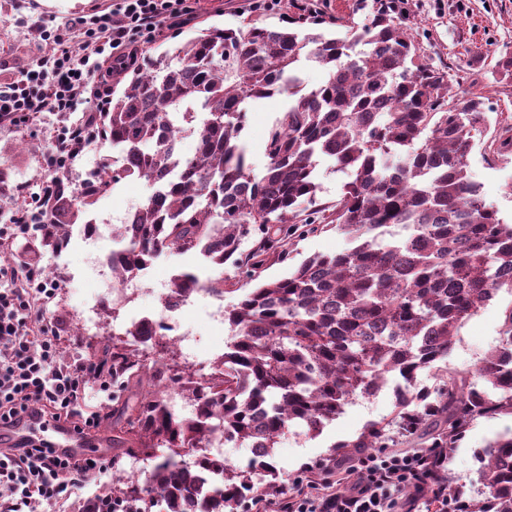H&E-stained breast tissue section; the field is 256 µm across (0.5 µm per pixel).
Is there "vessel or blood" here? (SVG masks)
Segmentation results:
<instances>
[{
    "instance_id": "vessel-or-blood-1",
    "label": "vessel or blood",
    "mask_w": 512,
    "mask_h": 512,
    "mask_svg": "<svg viewBox=\"0 0 512 512\" xmlns=\"http://www.w3.org/2000/svg\"><path fill=\"white\" fill-rule=\"evenodd\" d=\"M1 443L12 446L45 445L78 458L101 456L108 446L97 430L86 429L79 422H47L36 415H28L11 423H0Z\"/></svg>"
}]
</instances>
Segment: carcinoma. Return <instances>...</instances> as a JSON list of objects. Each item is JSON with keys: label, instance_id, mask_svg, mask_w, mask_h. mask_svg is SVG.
<instances>
[{"label": "carcinoma", "instance_id": "obj_1", "mask_svg": "<svg viewBox=\"0 0 512 512\" xmlns=\"http://www.w3.org/2000/svg\"><path fill=\"white\" fill-rule=\"evenodd\" d=\"M373 2L362 26L310 12L281 26H210L172 52L113 64L108 109L93 115L116 152L112 168L79 193L55 175L44 249L63 248L69 226L114 184L155 178L136 222L119 231L131 242L128 263L198 251L253 284L224 310L231 342L205 377L168 344L167 357L136 348L149 334L140 324L87 342V365L112 375V444L155 459L144 481L129 478L105 494L125 512H153L161 501L163 512H191L207 476L218 482L199 512H237L258 484L280 487L273 448L291 427L319 434L389 374L399 378L391 418L338 445L339 462L406 441L440 456L477 419L512 413V312L498 347L472 370L436 374L433 387L418 389V372L448 356L461 323L500 290L512 292V224L469 174L475 135L490 124L482 94L453 89L446 67L407 32L401 0ZM303 57L328 70L325 83L303 86ZM275 95L288 106L268 131L258 177L241 141L246 105ZM183 129L197 141L191 156L163 135ZM323 159L349 176L332 203L317 199ZM390 226L405 234L383 245L379 230ZM329 229L350 247L262 278L270 257L288 261L292 238ZM203 284L224 293L222 277L176 274L180 295ZM165 383L191 402V417L173 414ZM221 436L266 449L252 475L206 455ZM481 461L483 497L468 512H512V435L496 438Z\"/></svg>", "mask_w": 512, "mask_h": 512}]
</instances>
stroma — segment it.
I'll return each instance as SVG.
<instances>
[{
	"mask_svg": "<svg viewBox=\"0 0 512 512\" xmlns=\"http://www.w3.org/2000/svg\"><path fill=\"white\" fill-rule=\"evenodd\" d=\"M113 0H0V83L22 79L34 69L38 58L50 53L52 41L34 39L35 29H67L69 23L82 16L110 12ZM195 17L178 30L174 39H155L148 50L160 52L173 48L176 42L193 38L198 29L215 25L221 28L240 26L246 20L245 0H189ZM411 34L435 63L447 66L459 81L461 89L484 95L493 110V124L477 135L476 147L470 157V173L482 187L486 203L499 209L506 221H512V153L498 149L499 141L512 129V82L494 79L489 69L505 53L512 52V0H405ZM287 104L277 95L249 103L243 142L248 161L255 174H262L267 158L264 153L268 129ZM76 114L45 113L18 128L0 131V169L16 181L28 184L19 195L0 196V224L26 207L32 193L38 192L49 174L47 162L53 149L52 136L63 125L76 121ZM152 188L146 180L126 178L101 198L94 208L99 226V247L109 251L116 242L114 224L132 203H142ZM343 235L333 230L293 239L290 258L285 263L270 264L265 275L281 278L306 258L316 254H332L344 249ZM23 259L45 267L56 264L52 277L59 283L57 293L47 309L54 318L69 361L83 355L79 333L85 314L84 301L95 287V279L86 274L83 246L71 242L62 259L43 251L35 233L18 235L14 242L0 246V262ZM197 273L201 279L220 277L215 268L196 252L182 255H160L154 262V274L166 279L180 271ZM512 309V293L500 291L458 328L452 348L444 361L452 371L471 370L495 348L501 337L508 310ZM207 302L198 300L182 315L185 326L204 336L202 353L223 354L230 341L228 327L209 322ZM392 385L383 386L369 397H357L316 436L307 435L304 427L294 426L280 439L272 461L280 472L283 487L295 488L298 481H318L315 468L329 464L337 444L354 440L371 421L390 417L394 409ZM512 433V413H498L476 420L455 448L449 449L443 464V475L463 485V501L481 494L478 480V456L495 437ZM103 470L94 479L79 483L72 498L57 504L44 505V512H75L79 498L96 489L110 487L122 476L145 477L153 460L144 455L122 456L119 462L103 458Z\"/></svg>",
	"mask_w": 512,
	"mask_h": 512,
	"instance_id": "stroma-1",
	"label": "stroma"
}]
</instances>
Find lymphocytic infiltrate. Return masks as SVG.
<instances>
[{
	"label": "lymphocytic infiltrate",
	"mask_w": 512,
	"mask_h": 512,
	"mask_svg": "<svg viewBox=\"0 0 512 512\" xmlns=\"http://www.w3.org/2000/svg\"><path fill=\"white\" fill-rule=\"evenodd\" d=\"M193 9L187 0H117L111 13L78 18L72 30L92 46L77 54L70 36L53 37L52 54L39 58L24 80L0 84V129H12L45 112L67 113L83 105L84 93L112 59L136 57L151 36L187 24ZM97 137L87 122H76L57 134L48 163L69 166ZM55 290L38 269L24 260L0 264V421L25 414L55 421L79 417V403L89 376L82 363L59 359V335L46 311ZM100 466L94 458H73L44 446L0 448V512H39L42 504L69 498L81 479ZM357 474L346 490H299L285 500L254 499V512H398L401 493L417 500L430 470L421 453H370L353 467Z\"/></svg>",
	"instance_id": "lymphocytic-infiltrate-1"
}]
</instances>
